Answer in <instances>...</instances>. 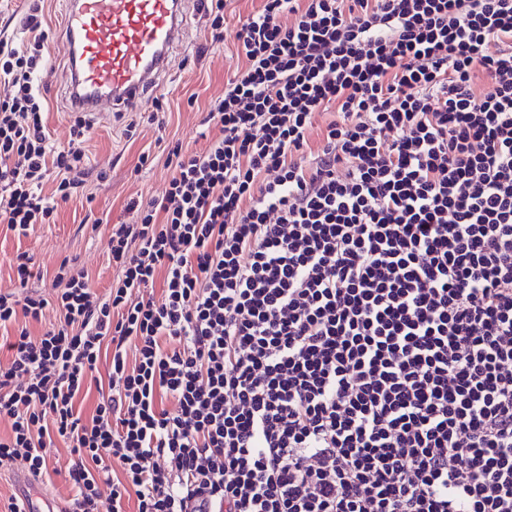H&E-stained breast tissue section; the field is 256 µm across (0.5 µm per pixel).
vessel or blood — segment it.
<instances>
[{
  "instance_id": "obj_1",
  "label": "vessel or blood",
  "mask_w": 512,
  "mask_h": 512,
  "mask_svg": "<svg viewBox=\"0 0 512 512\" xmlns=\"http://www.w3.org/2000/svg\"><path fill=\"white\" fill-rule=\"evenodd\" d=\"M70 112L103 115L160 88L187 20L184 0H58Z\"/></svg>"
}]
</instances>
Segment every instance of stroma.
Masks as SVG:
<instances>
[{
    "label": "stroma",
    "mask_w": 512,
    "mask_h": 512,
    "mask_svg": "<svg viewBox=\"0 0 512 512\" xmlns=\"http://www.w3.org/2000/svg\"><path fill=\"white\" fill-rule=\"evenodd\" d=\"M262 0H234L225 15L224 38L213 41L205 12L192 0L185 39L171 54V71L162 88L154 92L161 110L156 121L139 112H114L93 120L83 145L89 171L84 193L60 205L53 223L38 224L20 237L0 224V292L18 291L13 257L28 253L43 272L28 283L29 290L45 296L57 291L55 271L63 258L75 259L78 269L88 273L94 291L105 294L115 270L109 259L108 235L113 224H133L135 212L129 199L163 197L173 175L168 151L174 144L205 151L217 128L204 125L210 107L224 94V83L238 64L235 31L239 16L257 12ZM44 14L52 28L49 50L55 61L53 86L45 90L48 123L56 147L66 148L74 117L60 95L65 60L60 50L56 0H45ZM150 154L152 162L140 167L139 159Z\"/></svg>",
    "instance_id": "obj_1"
}]
</instances>
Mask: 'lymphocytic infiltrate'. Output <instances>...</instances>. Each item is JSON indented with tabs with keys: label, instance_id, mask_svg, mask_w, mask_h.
I'll return each mask as SVG.
<instances>
[{
	"label": "lymphocytic infiltrate",
	"instance_id": "lymphocytic-infiltrate-1",
	"mask_svg": "<svg viewBox=\"0 0 512 512\" xmlns=\"http://www.w3.org/2000/svg\"><path fill=\"white\" fill-rule=\"evenodd\" d=\"M42 24L31 0L32 42L0 39L22 236L83 187L91 129L52 141ZM235 40L220 135L128 202L109 293L66 262L54 299L0 293V468L66 473L61 512H512V0H263Z\"/></svg>",
	"mask_w": 512,
	"mask_h": 512
}]
</instances>
